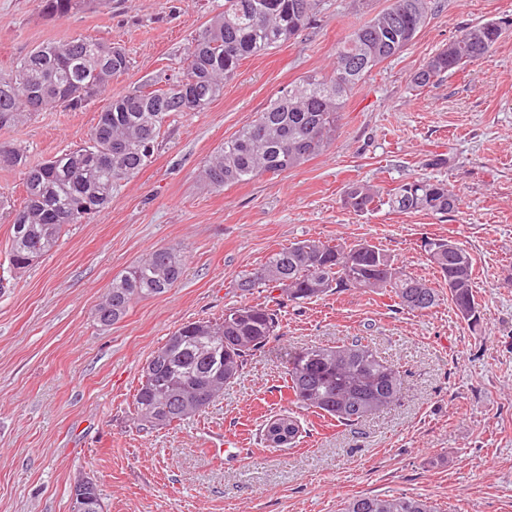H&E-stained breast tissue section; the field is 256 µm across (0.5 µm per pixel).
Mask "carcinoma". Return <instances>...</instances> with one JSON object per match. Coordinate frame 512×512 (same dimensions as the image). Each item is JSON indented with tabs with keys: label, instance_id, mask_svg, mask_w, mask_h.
I'll use <instances>...</instances> for the list:
<instances>
[{
	"label": "carcinoma",
	"instance_id": "1",
	"mask_svg": "<svg viewBox=\"0 0 512 512\" xmlns=\"http://www.w3.org/2000/svg\"><path fill=\"white\" fill-rule=\"evenodd\" d=\"M93 0H39L49 18L68 16ZM321 0H224L192 39L186 67L154 88H137L110 99L98 113L84 145L37 166L8 147L0 161L24 168L25 197L20 206L0 195V211L11 224L8 271L32 265L51 254L64 228L104 209L112 192L153 161L162 129L180 112H202L224 93L242 62L269 53L297 38L318 13ZM433 0H392L336 44L333 67L288 85L246 123L203 170L205 181L222 190L266 174L295 169L334 142L343 106L352 91L382 62L403 51L425 26ZM502 34L491 20L462 32L433 55L412 77L425 87L445 73L483 57ZM131 65L126 50L108 42L76 37L43 43L7 72L0 71V128L15 126L49 107L77 110L106 92L112 79ZM455 197L447 184L430 178L406 182L383 195L353 182L344 204L357 213L388 205L399 213L448 212ZM423 250L433 269L448 282V300L463 320L478 323L474 262L450 238H429ZM183 256L164 248L112 280L96 320L110 326L124 318L136 299L167 292L180 280ZM237 288H276L292 303L316 301L334 291L354 288L388 294L423 315L440 301L426 280L395 266L368 242L332 244L319 238L298 240L272 252L261 266L244 274ZM279 316L269 305L239 304L224 317L188 322L174 331L146 361L135 393L138 425L166 428L204 412L233 383L247 358L278 335ZM285 377L291 403L354 426L398 402L401 372L369 344L308 345L289 354ZM342 512H437L427 499L405 494L359 495Z\"/></svg>",
	"mask_w": 512,
	"mask_h": 512
}]
</instances>
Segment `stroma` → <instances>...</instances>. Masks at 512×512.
Instances as JSON below:
<instances>
[{
  "label": "stroma",
  "instance_id": "stroma-1",
  "mask_svg": "<svg viewBox=\"0 0 512 512\" xmlns=\"http://www.w3.org/2000/svg\"><path fill=\"white\" fill-rule=\"evenodd\" d=\"M390 4L322 0L296 39L246 59L204 111L177 116L150 166L0 290V512H70V489L86 476L104 512H340L353 496L400 493L438 512H512V0H436L413 44L349 96L331 147L300 167L220 192L200 178L280 89L329 70L337 41ZM223 8L101 0L49 19L39 0H0V71L40 43L78 36L132 59L94 103L0 128V144L24 149L32 166L83 144L110 98L181 72L192 36ZM490 20L505 30L486 55L412 85L430 57ZM420 177L445 182L456 208L357 214L343 204L349 182L384 192ZM310 237L369 241L429 281L440 305L422 316L369 291L294 304L237 289L271 252ZM442 237L475 260L478 325L459 318L427 264L422 242ZM161 248L181 250L180 281L100 326L94 310L113 278ZM245 302L279 306L278 336L201 415L139 429L133 394L150 355L182 324ZM358 339L401 371L400 403L352 427L304 411L299 443L266 447L263 425L289 408V354Z\"/></svg>",
  "mask_w": 512,
  "mask_h": 512
}]
</instances>
